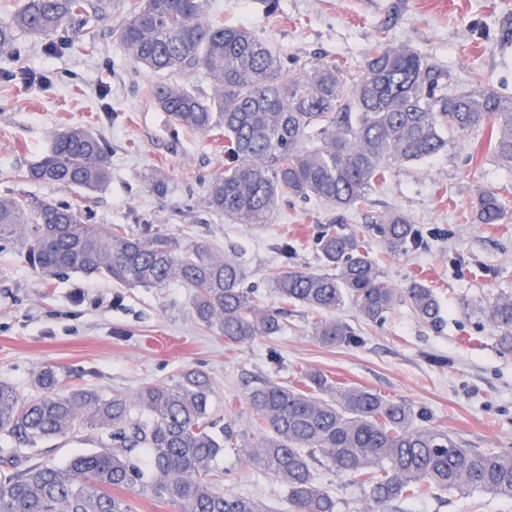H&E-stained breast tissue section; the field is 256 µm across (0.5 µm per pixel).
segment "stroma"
Segmentation results:
<instances>
[{
    "instance_id": "35a3bbf8",
    "label": "stroma",
    "mask_w": 512,
    "mask_h": 512,
    "mask_svg": "<svg viewBox=\"0 0 512 512\" xmlns=\"http://www.w3.org/2000/svg\"><path fill=\"white\" fill-rule=\"evenodd\" d=\"M133 0H112L108 13L75 20L72 48L48 53L40 39L22 37L20 57L0 55V195L49 196L50 188L25 180L53 133L71 125L99 132L112 153V181L98 193L59 191L80 199L98 224L128 231L150 224L184 242L204 241L239 261L245 287L261 305H279L269 291L281 239L297 264L322 271L317 246L333 210L314 202L282 205L269 224H234L205 210L200 199L211 176L224 170V146L212 137L173 136L166 113L147 95L153 77L136 70L111 31ZM279 15L262 0H212L209 10L228 24H244L278 48L289 72L312 60L343 61L363 73L379 39L404 43L447 71L458 89L481 85L512 93V0H280ZM26 69L30 80L15 79ZM491 126L460 139L451 154L396 165L387 184L358 213L339 215L346 231L363 236L384 279L395 288L421 281L440 302L442 321L422 322L409 305L372 322L352 307L341 317L361 337L357 347L325 346L312 334L314 314L282 307L281 333L232 346L192 315L193 289L123 288L79 273L42 279L18 252H0V382L26 398L43 367L60 374V389L93 388L104 395L134 394L167 383L184 369L204 371L214 393L210 420L249 430L245 402L254 381L299 385L303 373L373 389L406 402L430 424L464 446L512 450V353L500 352L479 307L512 294V168L489 150ZM162 172L168 191L152 192ZM489 187L507 205L500 224L472 218L476 191ZM408 214L416 246L391 251L368 229L372 215ZM235 412H227V400ZM216 471L226 491L262 501L272 512H291L285 490L269 475L249 472L239 449L225 446ZM393 512H512V500L443 493L407 501Z\"/></svg>"
}]
</instances>
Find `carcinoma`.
<instances>
[{
  "instance_id": "obj_1",
  "label": "carcinoma",
  "mask_w": 512,
  "mask_h": 512,
  "mask_svg": "<svg viewBox=\"0 0 512 512\" xmlns=\"http://www.w3.org/2000/svg\"><path fill=\"white\" fill-rule=\"evenodd\" d=\"M88 0H20L0 24V54L18 53L24 35L48 38L45 50L74 45L73 19ZM126 56L146 69L152 102L173 132L224 137V172L214 175L204 206L235 224H267L285 197L314 199L333 209L359 210L387 181L392 167L453 148L459 137L497 124L496 159L512 166V95L482 86L459 92L448 74L413 48L377 41L363 75L336 60L297 73L281 54L241 24L211 18L205 0H136L112 29ZM203 70L210 91L189 78ZM24 178L52 189H105L112 178L106 141L84 126L52 136L48 152ZM506 206L497 193H476L474 219L500 224ZM369 230L393 251L418 231L397 213L372 218ZM318 250L328 272L291 263L293 245H277L281 266L270 288L283 303L321 314L314 336L326 346L360 342L336 317L351 304L378 322L407 301L426 323L440 321L432 289L414 282L396 289L381 279L364 241L331 221ZM15 249L43 278L101 276L125 287L195 290L199 324L243 344L283 329L282 312L259 306L242 287L243 267L203 242L123 224L105 228L75 201L0 196V251ZM497 345L512 352V295L483 310ZM42 395L23 398L0 383V512H133L120 490L149 493L176 512H270L262 502L224 491L214 465L224 436L209 422L212 383L187 368L173 383L149 384L133 395L107 397L85 387L61 390L56 370L37 376ZM306 390L263 379L250 387L253 438L242 446L246 466L287 489L293 512H338L340 502L316 477L320 466L363 488L369 504L390 508L437 491L479 492L512 499V452L466 448L446 430L416 422L406 403L372 389L334 382L321 372L301 378ZM87 437L98 447L59 464L21 455L46 440Z\"/></svg>"
}]
</instances>
